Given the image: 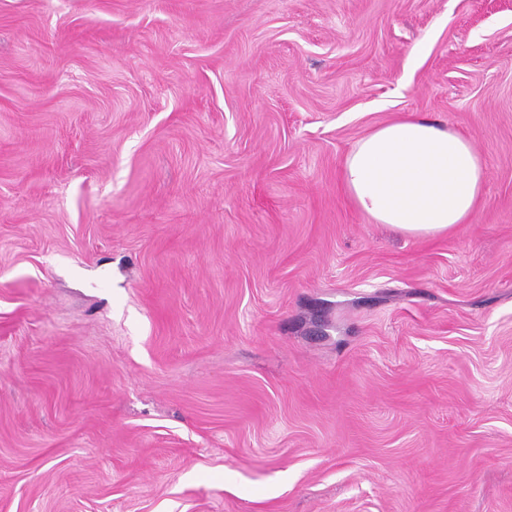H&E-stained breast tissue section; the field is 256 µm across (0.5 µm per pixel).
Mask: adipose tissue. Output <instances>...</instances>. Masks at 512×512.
I'll use <instances>...</instances> for the list:
<instances>
[{
    "label": "adipose tissue",
    "mask_w": 512,
    "mask_h": 512,
    "mask_svg": "<svg viewBox=\"0 0 512 512\" xmlns=\"http://www.w3.org/2000/svg\"><path fill=\"white\" fill-rule=\"evenodd\" d=\"M341 179L373 223L432 237L470 221L483 194L485 167L466 136L409 116L360 138L343 161Z\"/></svg>",
    "instance_id": "1"
}]
</instances>
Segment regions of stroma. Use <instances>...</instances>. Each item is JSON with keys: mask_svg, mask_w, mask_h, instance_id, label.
<instances>
[{"mask_svg": "<svg viewBox=\"0 0 512 512\" xmlns=\"http://www.w3.org/2000/svg\"><path fill=\"white\" fill-rule=\"evenodd\" d=\"M411 112L428 238L340 179ZM0 512H512V0H0ZM341 179L373 223L432 237L468 224L483 194L485 167L466 136L409 116L360 138L343 161Z\"/></svg>", "mask_w": 512, "mask_h": 512, "instance_id": "stroma-1", "label": "stroma"}]
</instances>
